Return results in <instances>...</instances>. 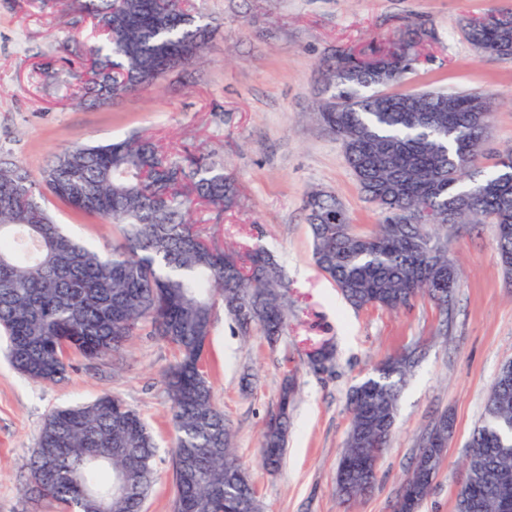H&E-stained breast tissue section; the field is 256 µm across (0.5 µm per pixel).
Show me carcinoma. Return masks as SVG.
Listing matches in <instances>:
<instances>
[{
	"label": "carcinoma",
	"instance_id": "obj_1",
	"mask_svg": "<svg viewBox=\"0 0 512 512\" xmlns=\"http://www.w3.org/2000/svg\"><path fill=\"white\" fill-rule=\"evenodd\" d=\"M73 23L94 20L96 38L70 98L104 104L154 85L164 75L202 59L213 27L184 0H71ZM459 27L482 54L512 56V24L489 27L464 18ZM434 35L410 25L389 48L368 56L336 54L326 66L318 105L322 126L342 143L362 196L382 182L394 188L368 199L378 224L367 234L352 230L336 197L309 194L304 202L313 237V259L352 307L391 312L426 295L442 310L460 286L448 242L411 224L416 212L455 211L458 224L496 226V249L512 275V180L505 178L512 149L479 175L487 137L478 121L492 114L482 92L422 91L360 94L384 79H401L372 66L378 55L408 73L417 47ZM51 195L76 213L116 227L119 239L100 254L67 235L46 206ZM238 205V187L211 155L180 156L151 138L131 137L106 146L73 145L35 178L0 150V331L8 337L14 368L33 383L66 380L69 353L92 360L118 354L141 331L169 344L177 355L166 374L174 429L171 448L173 512H235L245 504L262 512L248 472L239 463L224 411L213 401L202 369L218 305L245 334L256 325L274 347L288 327V288L282 266L262 247L240 254L207 239L191 215H221ZM414 351L383 359L348 394L350 427L340 459L361 448H385L390 418ZM294 401L285 380L277 405L281 428L266 420L261 464L274 471L287 444ZM512 380L489 387L485 415L468 447L481 454L512 448ZM156 445L140 414L114 394L90 404L53 409L30 460V491L63 512H142L152 482ZM377 472L357 471L336 495L349 501L372 489ZM477 489L471 512H499L512 500V455L485 456L466 470ZM403 484L416 491V510L433 481L418 479L412 465Z\"/></svg>",
	"mask_w": 512,
	"mask_h": 512
}]
</instances>
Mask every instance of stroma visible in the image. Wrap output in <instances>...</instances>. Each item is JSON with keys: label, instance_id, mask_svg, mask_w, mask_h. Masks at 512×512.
Masks as SVG:
<instances>
[{"label": "stroma", "instance_id": "35a3bbf8", "mask_svg": "<svg viewBox=\"0 0 512 512\" xmlns=\"http://www.w3.org/2000/svg\"><path fill=\"white\" fill-rule=\"evenodd\" d=\"M214 33L203 60L169 73L155 86L122 100L88 107L46 81L39 67H59L64 47L86 53L91 25L72 26L65 0L44 8L29 0H0V149L10 150L32 174L75 144L104 145L130 135L150 137L181 151L216 153L237 180L238 207L207 231L225 247L260 246L276 255L288 280V334L269 348L260 334L243 339L216 309L203 368L222 408L238 456L263 512H394L395 493L410 468L420 436L446 412L456 425L422 512H454L466 443L484 413L500 366L512 360V279H506L491 224H451L437 233L462 269L449 312L417 298L398 313L346 305L312 258L303 210L313 191L332 194L358 232L378 215L360 193L338 138L321 126L316 106L324 88L322 63L337 52L387 45L411 22L432 28L408 90L483 91L494 112L483 169L512 146V57L479 53L459 19L511 12L512 0H192ZM58 224L88 247L108 251L116 228L82 217L57 201ZM336 350L324 371L310 368L320 343ZM411 348L422 358L402 388L393 439L382 453L377 482L366 495L340 503L333 488L349 426L346 398L387 355ZM176 353L158 337L133 336L115 356H72L67 380L35 384L12 366L0 334V512H57L28 490L27 463L54 408L119 395L151 427L156 477L143 512H171L174 487L169 448L170 402L164 374ZM297 394L281 468L260 464L266 417L279 400L286 374Z\"/></svg>", "mask_w": 512, "mask_h": 512}]
</instances>
